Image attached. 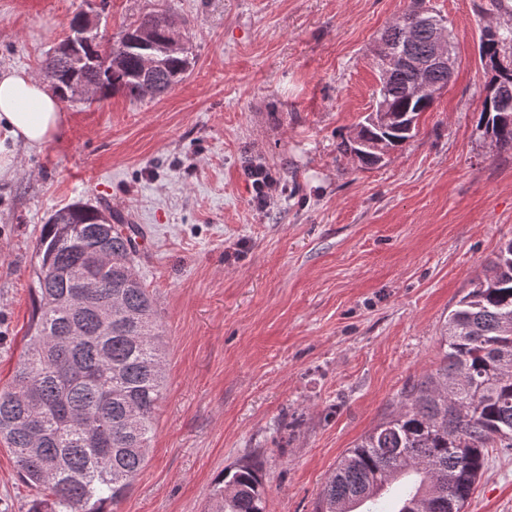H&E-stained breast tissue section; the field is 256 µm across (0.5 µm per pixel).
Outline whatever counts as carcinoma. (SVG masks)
I'll use <instances>...</instances> for the list:
<instances>
[{
  "label": "carcinoma",
  "mask_w": 512,
  "mask_h": 512,
  "mask_svg": "<svg viewBox=\"0 0 512 512\" xmlns=\"http://www.w3.org/2000/svg\"><path fill=\"white\" fill-rule=\"evenodd\" d=\"M420 2L385 31L398 55H427L428 31L411 46L400 29ZM165 12L148 13L115 41L84 31L75 13L44 79L64 101L74 87L92 86V104L116 93L142 100L172 89L191 65L190 37L172 29ZM512 53V26L484 30L479 57ZM505 89L483 102L476 127L493 145L512 149V65L490 68ZM416 69L403 65L379 78L376 105L408 114L413 123L434 103L412 93ZM357 145L337 150L375 164L371 146L403 147L415 133L399 123L356 126ZM138 230L112 212L74 203L43 225L35 249L34 315L12 384L0 392V443L38 497L30 512H111L145 465L163 399L166 359L156 301L137 270ZM443 364L404 395L400 412L375 427L338 462L320 493L317 512H356L383 489L418 476L397 493L393 512H463L491 448H512V239L448 315ZM212 512H268L254 464L224 471Z\"/></svg>",
  "instance_id": "1"
}]
</instances>
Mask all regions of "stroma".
Returning a JSON list of instances; mask_svg holds the SVG:
<instances>
[{"label": "stroma", "instance_id": "35a3bbf8", "mask_svg": "<svg viewBox=\"0 0 512 512\" xmlns=\"http://www.w3.org/2000/svg\"><path fill=\"white\" fill-rule=\"evenodd\" d=\"M412 0H0V68L40 73L73 14L116 36L168 10L194 64L167 94L65 102L63 132L0 176V390L24 351L30 265L69 204L124 213L149 249L166 387L147 463L117 512H209L224 469L257 462L269 512H315L339 459L435 373L449 313L512 239V150L480 137L492 0H423L459 66L390 159L339 154L375 104L371 51ZM276 182L252 200L249 169ZM36 492L0 445V512ZM464 512H512V448Z\"/></svg>", "mask_w": 512, "mask_h": 512}]
</instances>
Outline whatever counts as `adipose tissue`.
Returning <instances> with one entry per match:
<instances>
[{
	"mask_svg": "<svg viewBox=\"0 0 512 512\" xmlns=\"http://www.w3.org/2000/svg\"><path fill=\"white\" fill-rule=\"evenodd\" d=\"M65 123L57 96L34 74L24 70L0 71V173L17 165L14 147H39L50 142Z\"/></svg>",
	"mask_w": 512,
	"mask_h": 512,
	"instance_id": "1",
	"label": "adipose tissue"
}]
</instances>
